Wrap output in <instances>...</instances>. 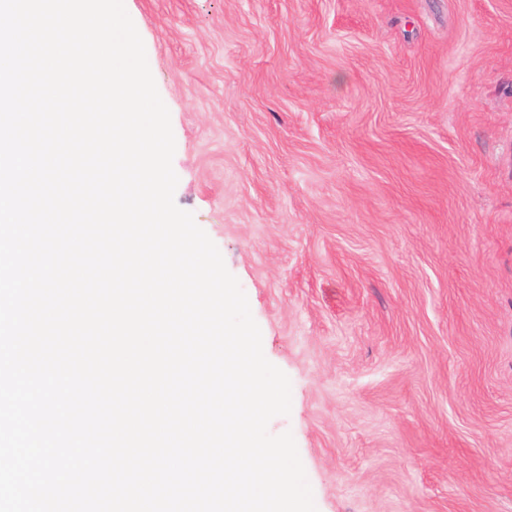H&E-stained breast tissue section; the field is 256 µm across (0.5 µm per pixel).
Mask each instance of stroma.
<instances>
[{"instance_id":"1","label":"stroma","mask_w":512,"mask_h":512,"mask_svg":"<svg viewBox=\"0 0 512 512\" xmlns=\"http://www.w3.org/2000/svg\"><path fill=\"white\" fill-rule=\"evenodd\" d=\"M125 7L317 512H512V0Z\"/></svg>"}]
</instances>
